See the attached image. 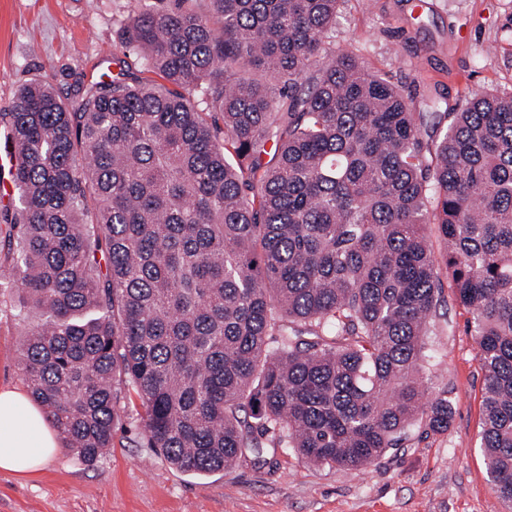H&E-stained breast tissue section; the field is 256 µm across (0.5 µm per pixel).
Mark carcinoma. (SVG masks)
Masks as SVG:
<instances>
[{"label":"carcinoma","instance_id":"cac0c4a2","mask_svg":"<svg viewBox=\"0 0 512 512\" xmlns=\"http://www.w3.org/2000/svg\"><path fill=\"white\" fill-rule=\"evenodd\" d=\"M134 2L116 76L69 104L33 79L3 126L0 290L46 315L19 366L66 448L102 457L133 392L183 471L368 467L448 431L422 377L448 287L512 506V93L404 97L328 47L341 0Z\"/></svg>","mask_w":512,"mask_h":512}]
</instances>
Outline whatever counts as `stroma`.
<instances>
[{"label":"stroma","instance_id":"1","mask_svg":"<svg viewBox=\"0 0 512 512\" xmlns=\"http://www.w3.org/2000/svg\"><path fill=\"white\" fill-rule=\"evenodd\" d=\"M129 4L0 0V114L32 79L69 102L78 87L117 73L116 29ZM332 41L417 99L437 90L454 105L483 89L512 91V0H343ZM443 299L423 377L454 403L447 433L416 425L401 448L365 469L316 466L281 448L259 464L198 476L140 444L133 396L97 462L66 449L26 482L0 472V512H512L479 448L483 374L468 314L451 291ZM17 300L0 292V387L23 390L20 341L42 318Z\"/></svg>","mask_w":512,"mask_h":512}]
</instances>
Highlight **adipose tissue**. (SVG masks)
I'll return each mask as SVG.
<instances>
[{"mask_svg":"<svg viewBox=\"0 0 512 512\" xmlns=\"http://www.w3.org/2000/svg\"><path fill=\"white\" fill-rule=\"evenodd\" d=\"M61 451L59 434L18 388L0 387V471L25 479Z\"/></svg>","mask_w":512,"mask_h":512,"instance_id":"adipose-tissue-1","label":"adipose tissue"}]
</instances>
